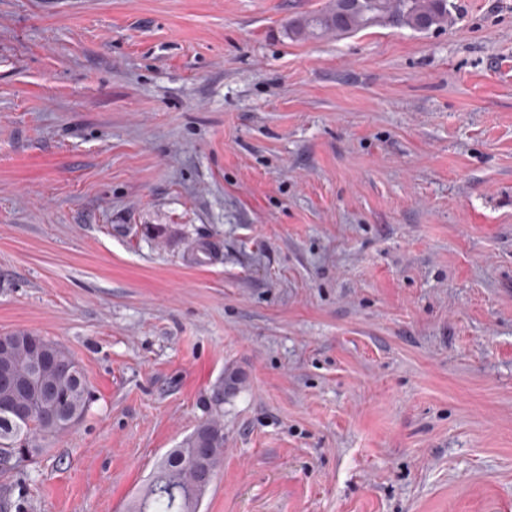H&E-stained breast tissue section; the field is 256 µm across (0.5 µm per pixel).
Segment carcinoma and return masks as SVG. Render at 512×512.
Instances as JSON below:
<instances>
[{
	"label": "carcinoma",
	"mask_w": 512,
	"mask_h": 512,
	"mask_svg": "<svg viewBox=\"0 0 512 512\" xmlns=\"http://www.w3.org/2000/svg\"><path fill=\"white\" fill-rule=\"evenodd\" d=\"M451 23L448 0H331L317 13L288 20L284 34L290 39H309L329 33L355 34L375 25L409 28L424 32ZM41 349L52 358L46 365L29 347L19 345L0 354V369L8 368L17 378L36 374L25 385L0 384V398L15 405H38L35 414L22 418L0 412V454L11 453L37 439L57 436L79 421L89 400L84 377L74 378L67 370L75 360L58 344L38 337ZM53 386L56 394H45ZM210 448L207 464L217 469L224 459V424L219 416L200 423L161 462L135 512H199L202 493L194 480L195 453L200 440Z\"/></svg>",
	"instance_id": "obj_1"
}]
</instances>
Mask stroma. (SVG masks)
Wrapping results in <instances>:
<instances>
[{
    "label": "stroma",
    "instance_id": "35a3bbf8",
    "mask_svg": "<svg viewBox=\"0 0 512 512\" xmlns=\"http://www.w3.org/2000/svg\"><path fill=\"white\" fill-rule=\"evenodd\" d=\"M0 0V335L89 407L22 512H131L225 397L200 512H512V0ZM449 23L448 0H332L322 11L288 20L284 34L306 40L355 34L375 25L424 32Z\"/></svg>",
    "mask_w": 512,
    "mask_h": 512
}]
</instances>
